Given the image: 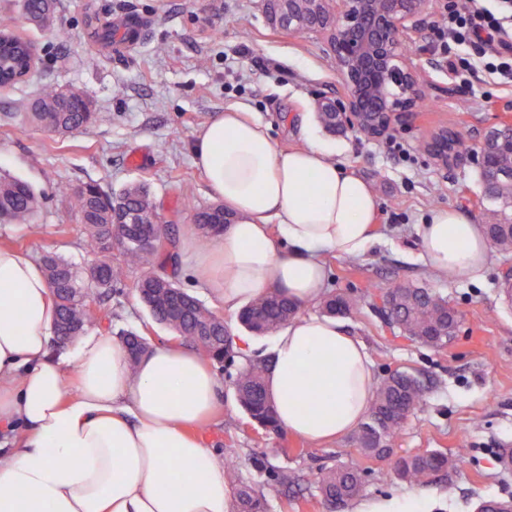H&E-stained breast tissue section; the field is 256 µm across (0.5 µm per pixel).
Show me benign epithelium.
Here are the masks:
<instances>
[{
    "instance_id": "7a95c632",
    "label": "benign epithelium",
    "mask_w": 512,
    "mask_h": 512,
    "mask_svg": "<svg viewBox=\"0 0 512 512\" xmlns=\"http://www.w3.org/2000/svg\"><path fill=\"white\" fill-rule=\"evenodd\" d=\"M288 0L279 23L290 33L319 31L341 76L343 94L322 100L319 110L336 113L337 124L371 138L384 136L416 103L418 74L405 60L403 45L425 39L431 28L430 0ZM448 130L429 140V153L443 169L475 162L496 173L486 141L477 149L442 146Z\"/></svg>"
}]
</instances>
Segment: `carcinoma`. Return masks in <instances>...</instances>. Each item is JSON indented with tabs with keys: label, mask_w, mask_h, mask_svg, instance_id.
I'll return each instance as SVG.
<instances>
[{
	"label": "carcinoma",
	"mask_w": 512,
	"mask_h": 512,
	"mask_svg": "<svg viewBox=\"0 0 512 512\" xmlns=\"http://www.w3.org/2000/svg\"><path fill=\"white\" fill-rule=\"evenodd\" d=\"M56 0H20L22 19L31 25L45 26L54 12ZM5 42V53L14 58H25L35 52L31 41L15 34L9 27L0 31ZM68 111L60 103V89L53 88L37 99L29 111L23 113L24 121L56 134H73L106 119L96 108H88L85 95L69 90ZM491 147L495 149L496 164L504 171L512 170V148L502 140V132L492 129L487 133ZM62 196L69 200L77 223L84 228L87 255L97 259V264L78 266L64 258L48 253L41 261L57 305L56 335L70 341L80 333L96 329L102 318L87 309V303L116 288L132 267L150 265L134 284L139 301L147 309L154 322L169 328L183 342L195 343V335L206 337L199 347L201 356L210 362L224 365L234 361L230 336L224 319L196 296L182 288L177 278L179 252L174 238L157 235L159 245L144 250L127 245L124 240L131 233H153L157 228L149 220L159 218L154 196L143 182H133L114 195L95 182H87L72 188H60ZM41 206L40 196L24 180L0 173V213L8 215L10 224H22L26 233H42L43 225L31 223ZM185 207L192 212L200 239L207 242L219 235L224 224V204L198 207L189 203ZM136 213L145 224H115L113 214ZM483 229L487 239L502 252L512 251V216L497 218ZM385 295L392 296L393 313L397 325L412 339L432 348H443L454 336L458 323L453 308L444 309L443 317L436 316V301L443 300L423 286L395 284ZM321 309L331 315H347L353 311L352 301L344 295L334 294L324 300ZM300 305L278 294L261 297L245 306L239 315L240 323L253 334L274 332L298 315ZM121 339L129 347L133 357L145 350L147 339L135 330H123ZM273 366V357L248 361L238 370L233 386L237 401L250 419L269 433L280 430L271 400L267 394L265 379ZM425 396V389L418 377L408 371H395L385 377L378 386L369 418L380 421L387 441L391 442L404 427L410 412ZM359 449L373 458H386L390 452L384 448H371L368 433L362 429L357 435ZM451 465L448 456L440 452L419 454L396 462V475L415 485H426L438 472ZM323 505L330 509L347 506L362 490L361 472L347 467H336L317 474L315 481ZM240 512H266L265 496L249 486L238 491Z\"/></svg>",
	"instance_id": "carcinoma-1"
}]
</instances>
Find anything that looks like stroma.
I'll return each mask as SVG.
<instances>
[{"mask_svg": "<svg viewBox=\"0 0 512 512\" xmlns=\"http://www.w3.org/2000/svg\"><path fill=\"white\" fill-rule=\"evenodd\" d=\"M18 0H0V24L16 28L33 42L37 72L0 91V172L28 182L42 204L34 223L41 234L25 235L22 225L0 224V247L42 257L52 252L86 262L84 234L60 185L96 182L117 192L146 179L162 221L179 241L195 234L184 200L214 204L193 143L198 133L231 107L267 124L277 149L321 145L345 168L364 178L378 198L376 241L365 254L323 255L328 290L357 304L345 327L361 339L376 378L408 371L426 386L423 402L410 414L394 441L397 455L437 451L455 466L418 486L399 479L392 461L362 454L355 433L314 443L288 432L273 435L250 422L239 406L232 381L247 358L272 354L273 338L253 339L250 354L235 357L220 371L224 409L201 436L217 459L238 463V482L262 491L268 512H327L315 488L320 470L352 466L363 474L360 497L344 512H374L397 502L400 512H475L483 500L512 499V468L502 466L499 450L512 446V302L501 293L512 253L491 251L486 276L436 275L420 257L417 229L439 209L451 208L474 223H487L476 164L442 170L421 148L445 127L475 147L490 128L512 119V91L489 78L472 85L456 82L443 63L434 36L411 46L407 60L423 74L425 100L395 125L388 136L370 138L348 129L328 133L316 105L340 85L324 34L286 35L274 29L260 0H58L49 27L24 23ZM138 16L150 23L130 51L94 44L93 27L122 24ZM51 86L75 88L89 97L106 121L59 136L5 120ZM400 150H391V143ZM142 268L131 269L119 293L105 298L110 331L135 329L150 344H174L172 332L152 321L132 286ZM178 278L183 288L222 315L230 336L243 335L235 313L197 285L194 253L181 249ZM397 283L426 286L458 312L455 338L434 349L389 325L376 306L379 295Z\"/></svg>", "mask_w": 512, "mask_h": 512, "instance_id": "35a3bbf8", "label": "stroma"}]
</instances>
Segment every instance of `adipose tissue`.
Here are the masks:
<instances>
[{"instance_id": "1", "label": "adipose tissue", "mask_w": 512, "mask_h": 512, "mask_svg": "<svg viewBox=\"0 0 512 512\" xmlns=\"http://www.w3.org/2000/svg\"><path fill=\"white\" fill-rule=\"evenodd\" d=\"M193 151L236 217L197 258L225 310L270 292L319 303L321 251L358 256L372 244L373 191L318 145L276 149L267 125L230 108ZM418 235L427 266L483 279L481 225L444 209ZM55 315L41 264L0 247V512H232L224 465L193 432L224 401L212 368L172 345L133 365L121 340L99 332L61 347ZM266 386L282 429L326 442L360 425L377 379L359 338L307 315L279 330Z\"/></svg>"}]
</instances>
